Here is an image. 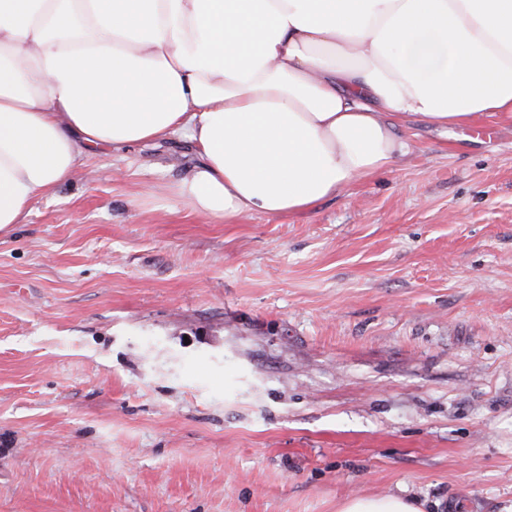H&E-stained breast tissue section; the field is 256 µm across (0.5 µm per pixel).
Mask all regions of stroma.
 Instances as JSON below:
<instances>
[{"label": "stroma", "mask_w": 512, "mask_h": 512, "mask_svg": "<svg viewBox=\"0 0 512 512\" xmlns=\"http://www.w3.org/2000/svg\"><path fill=\"white\" fill-rule=\"evenodd\" d=\"M213 224L178 136L89 148L0 237V512H512V122ZM338 512H421L413 501L398 495L353 498L339 506Z\"/></svg>", "instance_id": "1"}]
</instances>
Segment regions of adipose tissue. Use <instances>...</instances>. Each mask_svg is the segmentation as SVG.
Returning a JSON list of instances; mask_svg holds the SVG:
<instances>
[{"label":"adipose tissue","mask_w":512,"mask_h":512,"mask_svg":"<svg viewBox=\"0 0 512 512\" xmlns=\"http://www.w3.org/2000/svg\"><path fill=\"white\" fill-rule=\"evenodd\" d=\"M512 120V0H0V237L91 146L180 133L215 224L310 210L408 154L403 121Z\"/></svg>","instance_id":"1"}]
</instances>
